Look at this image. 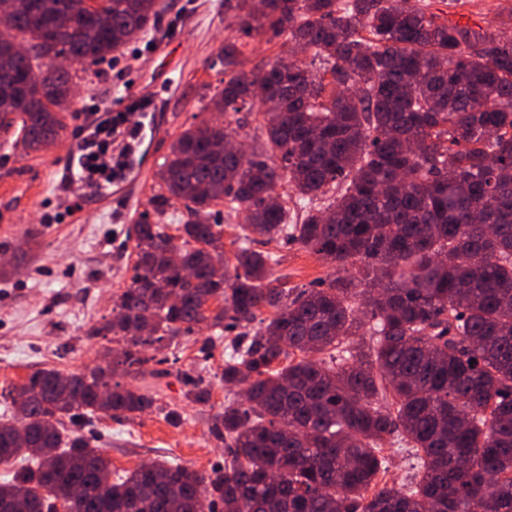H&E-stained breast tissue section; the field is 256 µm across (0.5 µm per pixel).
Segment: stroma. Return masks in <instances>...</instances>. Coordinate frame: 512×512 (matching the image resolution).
<instances>
[{
    "label": "stroma",
    "instance_id": "1",
    "mask_svg": "<svg viewBox=\"0 0 512 512\" xmlns=\"http://www.w3.org/2000/svg\"><path fill=\"white\" fill-rule=\"evenodd\" d=\"M159 23L138 33L80 97L135 113L150 130L138 138L141 166L98 190L78 185L69 160L84 115L66 113V128L45 151L24 157L0 140V182L27 184V192H0V416L10 394L37 369L79 373L105 365L120 338L88 337L87 329L111 316L117 294L133 274V227L148 208L155 175L171 143L196 122L224 80L219 51L237 34L230 0H163ZM63 214L59 224L43 218ZM283 288H317L337 271L294 242L271 243ZM225 335L206 326L178 337L161 356L158 376L117 371L113 381L153 394L154 406L128 417L82 416L68 430L102 449L114 471L167 460L201 472L224 464V442L212 418L241 397L224 382ZM210 392L205 403L186 399L192 385Z\"/></svg>",
    "mask_w": 512,
    "mask_h": 512
}]
</instances>
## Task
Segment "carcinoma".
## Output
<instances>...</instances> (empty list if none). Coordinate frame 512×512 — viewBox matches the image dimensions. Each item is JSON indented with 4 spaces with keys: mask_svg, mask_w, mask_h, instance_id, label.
I'll use <instances>...</instances> for the list:
<instances>
[{
    "mask_svg": "<svg viewBox=\"0 0 512 512\" xmlns=\"http://www.w3.org/2000/svg\"><path fill=\"white\" fill-rule=\"evenodd\" d=\"M262 2L236 0L237 31L297 44L309 61L247 73L241 45L224 41L231 76L209 101L224 123L185 128L148 199L158 219L182 204L181 224L174 235L135 225L131 283L88 331L127 349L88 372L36 370L17 388L0 464L20 466L0 482V512H512V7L470 26L424 0ZM163 10L0 0L13 30L0 39V133L13 149L55 141L77 82ZM254 109L265 139L240 158L225 139ZM219 202L247 217L231 260L210 223ZM477 212L492 234L472 223ZM278 240L357 264L362 279L278 288L274 254L252 247ZM204 294L222 306L211 311ZM204 322L241 329L224 383L246 389V403L212 422L228 440L224 467L154 461L114 478L101 449L63 443L65 417L152 407L112 373L145 371ZM394 438L419 459L406 483L387 478Z\"/></svg>",
    "mask_w": 512,
    "mask_h": 512,
    "instance_id": "cac0c4a2",
    "label": "carcinoma"
}]
</instances>
